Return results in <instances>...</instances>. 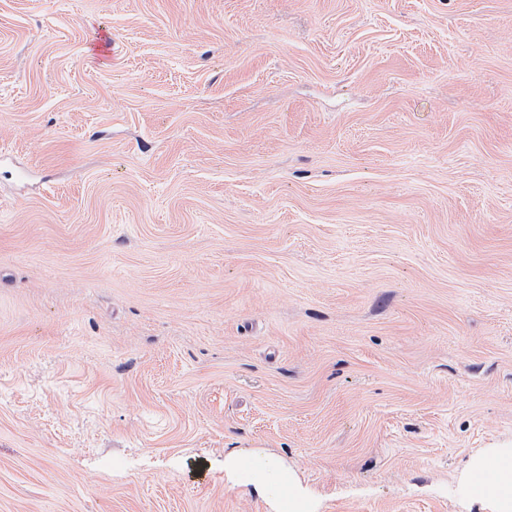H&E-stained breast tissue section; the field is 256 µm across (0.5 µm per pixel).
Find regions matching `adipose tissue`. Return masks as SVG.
<instances>
[{
	"instance_id": "ef3b65f1",
	"label": "adipose tissue",
	"mask_w": 512,
	"mask_h": 512,
	"mask_svg": "<svg viewBox=\"0 0 512 512\" xmlns=\"http://www.w3.org/2000/svg\"><path fill=\"white\" fill-rule=\"evenodd\" d=\"M467 482L475 502L512 512V448H486L471 456Z\"/></svg>"
}]
</instances>
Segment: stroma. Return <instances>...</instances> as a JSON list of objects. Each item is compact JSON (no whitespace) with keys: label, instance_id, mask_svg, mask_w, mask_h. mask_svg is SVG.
<instances>
[{"label":"stroma","instance_id":"35a3bbf8","mask_svg":"<svg viewBox=\"0 0 512 512\" xmlns=\"http://www.w3.org/2000/svg\"><path fill=\"white\" fill-rule=\"evenodd\" d=\"M1 150L0 512H491L512 0H0ZM466 482L475 502L492 512H511L512 448H485L471 456Z\"/></svg>","mask_w":512,"mask_h":512}]
</instances>
